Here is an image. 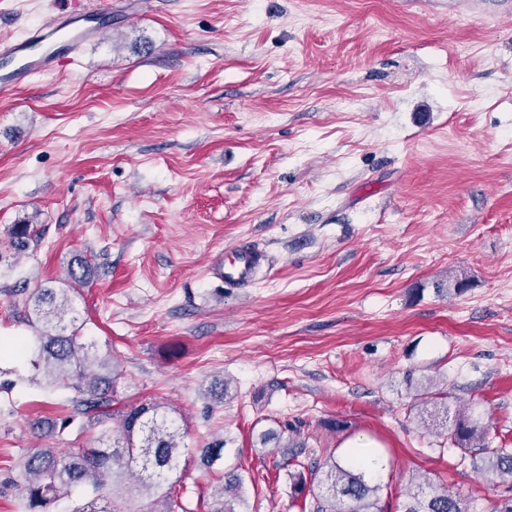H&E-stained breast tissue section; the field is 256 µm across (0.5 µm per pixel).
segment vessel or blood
Listing matches in <instances>:
<instances>
[{
    "label": "vessel or blood",
    "mask_w": 512,
    "mask_h": 512,
    "mask_svg": "<svg viewBox=\"0 0 512 512\" xmlns=\"http://www.w3.org/2000/svg\"><path fill=\"white\" fill-rule=\"evenodd\" d=\"M95 13L87 8H58L26 39L0 44V95L15 94L22 78L55 69L60 60H71L84 44L96 40L103 31ZM267 258L257 249L233 247L224 258L211 260L208 269L230 287L255 282Z\"/></svg>",
    "instance_id": "b4317fda"
}]
</instances>
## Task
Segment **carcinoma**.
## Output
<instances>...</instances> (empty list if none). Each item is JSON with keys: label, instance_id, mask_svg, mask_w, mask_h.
Here are the masks:
<instances>
[{"label": "carcinoma", "instance_id": "obj_1", "mask_svg": "<svg viewBox=\"0 0 512 512\" xmlns=\"http://www.w3.org/2000/svg\"><path fill=\"white\" fill-rule=\"evenodd\" d=\"M36 224H15L9 245L17 253L40 241ZM89 275L84 257L69 264L70 288L25 287L14 290L23 298L25 317L37 329L35 347L22 341L18 353L29 354L31 378L46 385L78 392L74 408L92 415L99 427L98 447L32 448L8 471L18 470L21 512H136L130 504L147 496L156 503L155 512L184 509L175 485L181 477L183 439L186 429L170 416L167 406L145 402L125 411L112 409L120 379L109 354L93 353L94 343L80 333L84 327L75 295ZM451 440L460 448H474L482 472L493 479H510L496 512H512V448H498L489 441L488 428L474 411L457 417ZM228 440L216 438L199 449V466L207 471L224 464ZM288 472L293 493L311 496L304 503L308 512H383L380 486L366 474L338 460L335 453L311 459L307 472ZM244 479L225 472L212 493L208 512H248L242 494ZM401 512H467L460 498L434 484L429 478L407 493Z\"/></svg>", "mask_w": 512, "mask_h": 512}]
</instances>
